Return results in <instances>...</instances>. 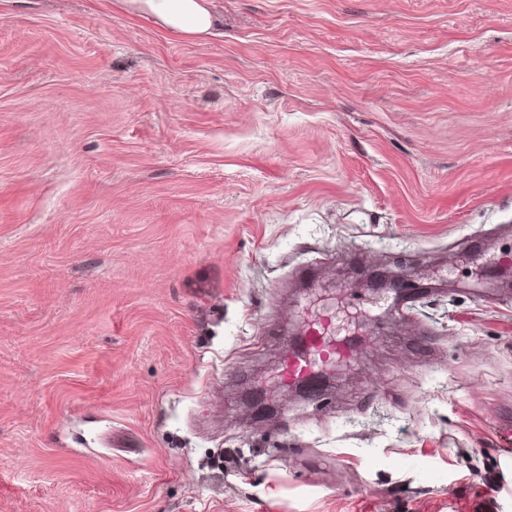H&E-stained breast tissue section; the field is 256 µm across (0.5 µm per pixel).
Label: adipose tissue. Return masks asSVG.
<instances>
[{"mask_svg": "<svg viewBox=\"0 0 512 512\" xmlns=\"http://www.w3.org/2000/svg\"><path fill=\"white\" fill-rule=\"evenodd\" d=\"M139 14L149 16L173 32L192 38L214 34L218 21L207 0H126Z\"/></svg>", "mask_w": 512, "mask_h": 512, "instance_id": "obj_1", "label": "adipose tissue"}]
</instances>
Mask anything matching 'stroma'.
Masks as SVG:
<instances>
[{
	"instance_id": "stroma-1",
	"label": "stroma",
	"mask_w": 512,
	"mask_h": 512,
	"mask_svg": "<svg viewBox=\"0 0 512 512\" xmlns=\"http://www.w3.org/2000/svg\"><path fill=\"white\" fill-rule=\"evenodd\" d=\"M208 6L0 0V512H512V0ZM130 8L186 37L213 35L218 21L206 0H126ZM326 328V320L304 328L298 345L285 363L283 378L289 386H315V368L318 363L352 355V345L341 343L334 336H328Z\"/></svg>"
}]
</instances>
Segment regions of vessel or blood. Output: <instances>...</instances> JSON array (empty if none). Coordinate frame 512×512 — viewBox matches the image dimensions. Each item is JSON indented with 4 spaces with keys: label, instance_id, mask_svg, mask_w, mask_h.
<instances>
[{
    "label": "vessel or blood",
    "instance_id": "b4317fda",
    "mask_svg": "<svg viewBox=\"0 0 512 512\" xmlns=\"http://www.w3.org/2000/svg\"><path fill=\"white\" fill-rule=\"evenodd\" d=\"M326 328L323 322L304 328L298 345L285 363L283 378L289 385H316L318 363L351 356L352 346L329 336Z\"/></svg>",
    "mask_w": 512,
    "mask_h": 512
}]
</instances>
